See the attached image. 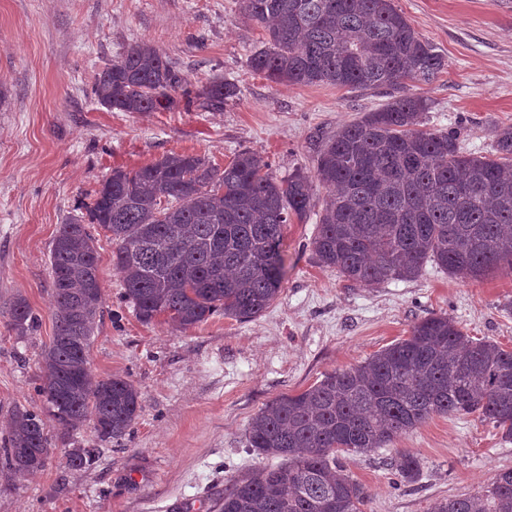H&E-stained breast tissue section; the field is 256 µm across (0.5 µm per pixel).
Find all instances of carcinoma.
<instances>
[{"mask_svg":"<svg viewBox=\"0 0 512 512\" xmlns=\"http://www.w3.org/2000/svg\"><path fill=\"white\" fill-rule=\"evenodd\" d=\"M241 10L265 31V47L248 66L266 79L398 90L317 154L314 180L328 190L312 241L319 265L366 286L416 278L429 261L476 281L512 271V125L496 130L485 155L463 153L448 132L420 129L429 103L406 85L432 81L445 62L394 0H241ZM177 90L186 107L201 98L213 111L238 95L223 80L194 91L147 43L128 46L93 85L101 105L122 112L167 110ZM316 205L309 176L280 178L252 150L222 169L171 153L136 170H112L94 192L89 221L111 234L112 266L138 319L164 315L186 330L215 314L239 322L261 316L282 291L284 227ZM50 262L55 334L42 352L37 391L64 430L91 424L103 440L122 438L141 394L125 378H95L88 366L103 292L87 225H61ZM9 317L19 334L37 322L22 297ZM466 414L512 441V349L469 336L445 314L426 316L363 363L261 408L248 424V447L282 464L235 478L218 512H364L369 490L340 454H369L434 416ZM52 453L42 417L15 408L0 469L10 477L40 471ZM94 460L93 448L68 452L72 469ZM390 466L404 484L420 475L409 452ZM431 512H512V469L498 471L484 494L441 500Z\"/></svg>","mask_w":512,"mask_h":512,"instance_id":"cac0c4a2","label":"carcinoma"}]
</instances>
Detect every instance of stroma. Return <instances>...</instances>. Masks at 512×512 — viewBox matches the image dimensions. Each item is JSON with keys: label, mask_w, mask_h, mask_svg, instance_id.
<instances>
[{"label": "stroma", "mask_w": 512, "mask_h": 512, "mask_svg": "<svg viewBox=\"0 0 512 512\" xmlns=\"http://www.w3.org/2000/svg\"><path fill=\"white\" fill-rule=\"evenodd\" d=\"M395 4L445 60L435 80L413 87L431 103L424 129L490 152L495 129L512 125V0ZM264 40L240 0H0V440L14 408L47 412L37 387L55 332L51 243L60 225L86 217L113 169L171 152L223 166L250 149L277 175L310 176L326 138L392 95L270 82L247 65ZM136 42L158 47L196 88L221 76L239 97L220 111L101 106L95 74ZM318 222L314 209L286 225L283 289L260 317L218 314L183 332L161 318L138 320L121 299L109 233L90 225L104 291L90 366L96 377L132 382L141 410L129 435L107 441L92 427L68 433L48 421L54 453L36 474L0 478V512H217L225 485L268 464L249 448L246 429L275 397L364 362L432 314L512 349V312L503 308L512 273L470 281L429 263L413 280L356 285L316 263ZM19 297L39 319L22 335L8 317ZM78 446L98 449L90 468L67 467ZM399 451L418 458L416 484L401 485L391 469ZM349 468L369 489L364 512H430L435 501L482 493L498 470L512 468V441L474 414L436 416Z\"/></svg>", "instance_id": "obj_1"}]
</instances>
